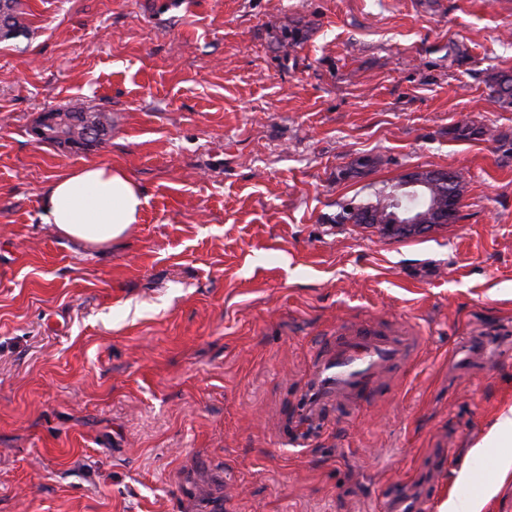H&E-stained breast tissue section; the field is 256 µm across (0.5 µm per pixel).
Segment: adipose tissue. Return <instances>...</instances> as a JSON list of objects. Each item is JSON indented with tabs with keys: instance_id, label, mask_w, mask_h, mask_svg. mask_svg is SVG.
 Instances as JSON below:
<instances>
[{
	"instance_id": "obj_1",
	"label": "adipose tissue",
	"mask_w": 512,
	"mask_h": 512,
	"mask_svg": "<svg viewBox=\"0 0 512 512\" xmlns=\"http://www.w3.org/2000/svg\"><path fill=\"white\" fill-rule=\"evenodd\" d=\"M146 199L121 168L91 165L76 168L51 181L44 196V220L67 239L102 247L121 238L140 223ZM498 446L502 452L486 473L480 494L449 497L439 512H483L508 478L512 477V406L473 448L474 453Z\"/></svg>"
}]
</instances>
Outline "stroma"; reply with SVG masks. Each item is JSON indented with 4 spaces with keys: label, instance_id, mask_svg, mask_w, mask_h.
<instances>
[{
    "label": "stroma",
    "instance_id": "35a3bbf8",
    "mask_svg": "<svg viewBox=\"0 0 512 512\" xmlns=\"http://www.w3.org/2000/svg\"><path fill=\"white\" fill-rule=\"evenodd\" d=\"M22 2L28 34L0 43V512H376L399 483L434 485L439 512L476 492L492 459L471 449L512 406V104L492 93L512 0ZM77 102L110 139H35ZM464 123L498 137L453 138ZM88 164L147 199L103 249L43 220L49 182ZM449 168L456 223L336 221ZM356 319L423 342L291 451L317 346Z\"/></svg>",
    "mask_w": 512,
    "mask_h": 512
}]
</instances>
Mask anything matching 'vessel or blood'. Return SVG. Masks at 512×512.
Returning a JSON list of instances; mask_svg holds the SVG:
<instances>
[{
    "mask_svg": "<svg viewBox=\"0 0 512 512\" xmlns=\"http://www.w3.org/2000/svg\"><path fill=\"white\" fill-rule=\"evenodd\" d=\"M419 347V337L408 329L374 322H346L335 335L323 337L298 403L294 443L306 444L332 409L352 416L372 405L382 392L384 377L402 371ZM384 508L419 512L420 502L395 488Z\"/></svg>",
    "mask_w": 512,
    "mask_h": 512,
    "instance_id": "b4317fda",
    "label": "vessel or blood"
}]
</instances>
